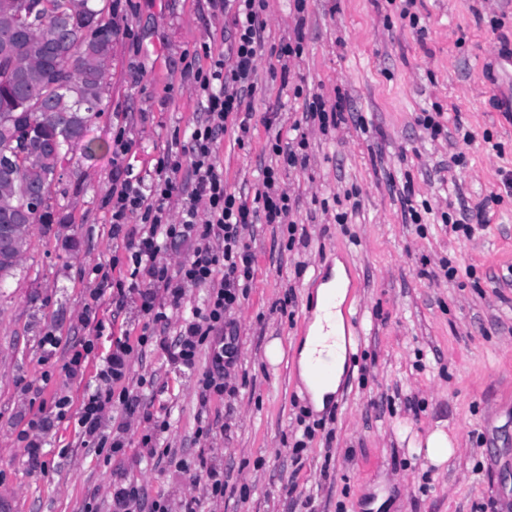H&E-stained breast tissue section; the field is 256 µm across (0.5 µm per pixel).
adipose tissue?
<instances>
[{
	"instance_id": "obj_1",
	"label": "adipose tissue",
	"mask_w": 512,
	"mask_h": 512,
	"mask_svg": "<svg viewBox=\"0 0 512 512\" xmlns=\"http://www.w3.org/2000/svg\"><path fill=\"white\" fill-rule=\"evenodd\" d=\"M348 278L344 268H337L333 279L317 291L315 317L309 328L310 340L304 341L300 352V375L316 406H323L336 392L345 366V335L342 307L346 299ZM331 369V379L315 383L311 374L317 353Z\"/></svg>"
}]
</instances>
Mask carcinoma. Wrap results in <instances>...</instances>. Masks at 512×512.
<instances>
[{"label": "carcinoma", "instance_id": "1", "mask_svg": "<svg viewBox=\"0 0 512 512\" xmlns=\"http://www.w3.org/2000/svg\"><path fill=\"white\" fill-rule=\"evenodd\" d=\"M48 14L18 30L23 0H0V158L12 160L0 168V229L28 222L29 197L44 187L42 208L49 209L52 187L59 170L77 152L86 153V130L100 112L107 70L100 57L112 51L115 35L109 0H89L92 32L81 19L68 15L66 0H47ZM29 246L28 233L0 238V282L14 275L20 256Z\"/></svg>", "mask_w": 512, "mask_h": 512}]
</instances>
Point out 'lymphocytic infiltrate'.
Returning <instances> with one entry per match:
<instances>
[{"mask_svg":"<svg viewBox=\"0 0 512 512\" xmlns=\"http://www.w3.org/2000/svg\"><path fill=\"white\" fill-rule=\"evenodd\" d=\"M236 32L229 57H212L208 67L196 68L195 88L203 115L197 121L186 145L171 144L157 161L150 185L131 178L114 176L109 201L112 205V235L121 238L131 264L129 274H117L119 257L95 266L96 296H110L122 308L135 304L144 322L137 336L122 334L112 341L106 353H99L98 341L108 324L85 309L80 320L88 334L70 351L63 370L68 378L83 376L87 366L96 369L80 403L69 395L54 394L49 403L39 404L38 412L18 434L31 471L49 474L57 460L69 456L60 448L56 460L44 452L45 436L54 424L73 421L77 445L93 449L96 455L112 459L124 452L128 421H145L149 433L141 440L148 454H155L154 443L169 429L167 420L147 411L139 394L145 378L130 382L134 355L157 346L170 363L192 370L200 354H207L209 365L196 380L201 404L212 396L234 394L226 381L236 351L235 327L227 315L245 299L254 276L255 255L244 232L253 224L284 223L292 209L291 198L279 185L276 169L263 170L262 189L254 201L231 192L213 163V147L227 124H234L238 143L252 136L249 98L253 90L255 61L265 30L261 18L266 0H236ZM190 246L189 255L177 264L164 262L162 255L172 247ZM201 288L205 297L191 308V289ZM188 308L179 325H172L169 313ZM120 411L116 429L106 424L111 411ZM176 469L194 472L204 481L203 497L183 501L180 512H200L203 500L223 499L226 483L223 469L207 457H199L196 467L177 463ZM150 512H173L167 499L147 500L137 482H114L109 512H140L142 502Z\"/></svg>","mask_w":512,"mask_h":512,"instance_id":"obj_1","label":"lymphocytic infiltrate"}]
</instances>
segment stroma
<instances>
[{"instance_id": "obj_1", "label": "stroma", "mask_w": 512, "mask_h": 512, "mask_svg": "<svg viewBox=\"0 0 512 512\" xmlns=\"http://www.w3.org/2000/svg\"><path fill=\"white\" fill-rule=\"evenodd\" d=\"M117 32L101 110L87 155L67 163L52 221L33 224L30 247L0 283V512L108 508L115 471L149 497L172 503L200 495L174 460L199 453L224 465L228 488L205 512H512V0H266L265 44L251 98L254 133L237 145L220 134L214 164L227 186L253 197L262 169L277 167L294 202L284 224H259L247 239L256 256L246 299L232 313L238 356L234 395L201 413L196 379L158 349L133 360L132 377L170 429L138 459L149 426L132 422L125 454L104 462L78 448L49 475L30 472L17 435L35 409L46 333L61 338L44 398L81 401L83 382L61 370L67 349L87 336L85 307L114 333L142 325L138 311L114 313L94 298L93 266L124 255L113 238L112 141L133 143L129 171L149 183L171 142L187 141L201 105L187 60L208 66L227 51L234 8L209 0H113ZM301 42L302 51L280 55ZM342 104L344 120L295 131L305 103ZM437 117L431 135L419 116ZM302 145L305 167L284 166L271 146ZM411 196H404V186ZM485 206L470 236L453 232L461 213ZM306 242L289 239V224ZM349 277L344 312L352 365L329 406L314 411L298 359L316 292L335 262ZM454 276H447V269ZM292 303H285L286 294ZM280 341L283 358L266 349ZM207 437L196 438L199 426ZM456 438L440 468L411 443L436 427ZM305 440L300 454L296 441Z\"/></svg>"}]
</instances>
